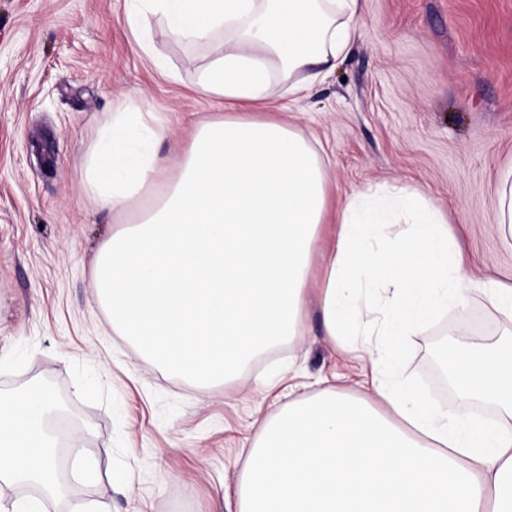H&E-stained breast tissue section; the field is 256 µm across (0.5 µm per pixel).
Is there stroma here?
Here are the masks:
<instances>
[{
  "label": "stroma",
  "mask_w": 512,
  "mask_h": 512,
  "mask_svg": "<svg viewBox=\"0 0 512 512\" xmlns=\"http://www.w3.org/2000/svg\"><path fill=\"white\" fill-rule=\"evenodd\" d=\"M365 27L336 73L291 105L334 197L407 183L446 217L481 288L465 309L412 336L397 365L435 403L455 405L435 376L438 348L488 349L512 324L484 284H512V233L497 226V188L512 168V0H364ZM154 46L178 72L152 69L127 23V0H0V391L49 383L86 436L69 441L101 474L67 478L44 502H102L106 512H218L257 418L285 404L263 381L294 370L301 395L318 382L360 394L347 363L310 316L304 335L203 392L139 357L104 309L88 304L91 262L121 222L97 207L80 164L119 105L149 108L180 152L198 109L191 87L207 50L173 42L151 18Z\"/></svg>",
  "instance_id": "35a3bbf8"
}]
</instances>
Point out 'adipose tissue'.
<instances>
[{
    "label": "adipose tissue",
    "mask_w": 512,
    "mask_h": 512,
    "mask_svg": "<svg viewBox=\"0 0 512 512\" xmlns=\"http://www.w3.org/2000/svg\"><path fill=\"white\" fill-rule=\"evenodd\" d=\"M129 2L147 57L153 16L209 48L193 89L224 109L176 158L157 152L167 131L151 113L122 105L99 129L82 182L126 220L95 257L92 303L139 356L204 391L302 335L313 310L340 355L371 372V394L326 386L260 420L236 512H512V342L453 363L460 400L495 403V421L435 405L393 370L409 336L478 285L445 217L405 184L332 205L308 140L260 113L335 73L361 33V0ZM53 407L38 385L0 394V488L60 492Z\"/></svg>",
    "instance_id": "adipose-tissue-1"
}]
</instances>
